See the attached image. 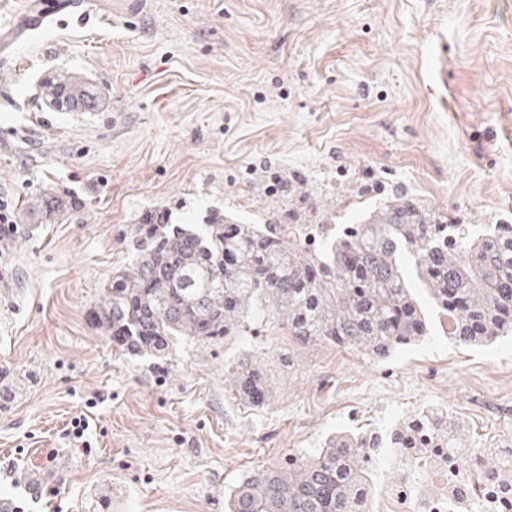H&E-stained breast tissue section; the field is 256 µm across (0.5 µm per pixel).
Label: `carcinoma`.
<instances>
[{"instance_id": "cac0c4a2", "label": "carcinoma", "mask_w": 512, "mask_h": 512, "mask_svg": "<svg viewBox=\"0 0 512 512\" xmlns=\"http://www.w3.org/2000/svg\"><path fill=\"white\" fill-rule=\"evenodd\" d=\"M47 96L70 111L98 106L85 78L59 74ZM136 255L112 275L96 326L119 352L164 359L182 342L214 345L253 321H275L300 350L328 345L386 359L430 334L415 290L427 295L448 339L486 344L512 334V224L481 233L450 224L402 193L357 224H248L212 214L206 224L135 225ZM239 397L260 404L267 371L256 358L227 369ZM433 437L457 459L473 447L446 410L425 413ZM399 424L341 432L314 456L244 476L227 512H365L372 472L363 449L397 448Z\"/></svg>"}]
</instances>
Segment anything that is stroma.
<instances>
[{
    "mask_svg": "<svg viewBox=\"0 0 512 512\" xmlns=\"http://www.w3.org/2000/svg\"><path fill=\"white\" fill-rule=\"evenodd\" d=\"M97 0L22 28L0 54V498L39 480L29 512H224L243 476L308 456L339 430L382 431L426 406L481 448H512V336L436 335L389 358L295 350L276 324L171 359L121 355L92 312L132 261L134 224L213 211L260 224L308 191L337 224L392 192L457 223L512 224V0ZM81 73L101 104L55 109L50 76ZM263 358L252 406L225 362ZM100 392L103 403L88 407ZM93 422L89 447L70 422Z\"/></svg>",
    "mask_w": 512,
    "mask_h": 512,
    "instance_id": "1",
    "label": "stroma"
}]
</instances>
